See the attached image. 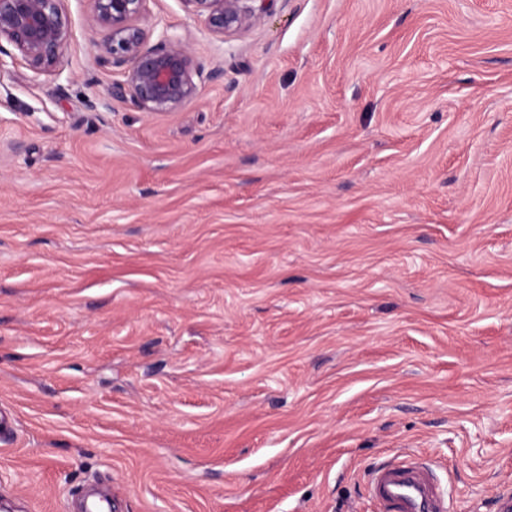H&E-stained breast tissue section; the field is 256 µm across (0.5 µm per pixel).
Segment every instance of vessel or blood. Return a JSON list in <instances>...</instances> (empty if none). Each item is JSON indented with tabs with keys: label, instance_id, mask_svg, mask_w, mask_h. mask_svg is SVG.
Here are the masks:
<instances>
[{
	"label": "vessel or blood",
	"instance_id": "b4317fda",
	"mask_svg": "<svg viewBox=\"0 0 512 512\" xmlns=\"http://www.w3.org/2000/svg\"><path fill=\"white\" fill-rule=\"evenodd\" d=\"M369 494L380 512H447L448 509L433 469L418 459L374 470Z\"/></svg>",
	"mask_w": 512,
	"mask_h": 512
}]
</instances>
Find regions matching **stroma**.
Masks as SVG:
<instances>
[{
    "label": "stroma",
    "mask_w": 512,
    "mask_h": 512,
    "mask_svg": "<svg viewBox=\"0 0 512 512\" xmlns=\"http://www.w3.org/2000/svg\"><path fill=\"white\" fill-rule=\"evenodd\" d=\"M0 69V503L376 512L426 456L448 512L512 486V0H273L163 114L109 99L89 0Z\"/></svg>",
    "instance_id": "35a3bbf8"
}]
</instances>
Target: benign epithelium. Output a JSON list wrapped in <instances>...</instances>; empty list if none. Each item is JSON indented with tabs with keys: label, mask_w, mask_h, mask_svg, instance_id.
<instances>
[{
	"label": "benign epithelium",
	"mask_w": 512,
	"mask_h": 512,
	"mask_svg": "<svg viewBox=\"0 0 512 512\" xmlns=\"http://www.w3.org/2000/svg\"><path fill=\"white\" fill-rule=\"evenodd\" d=\"M265 0H182L187 11L217 35H231L260 19ZM63 0H0V39L12 45L36 74L54 68L72 37ZM90 26L103 38L96 43V60L124 68V80L112 84L109 95L130 100L149 114L172 112L198 94L195 78L203 76L188 45L162 34L148 44L140 25L148 16L149 0H91Z\"/></svg>",
	"instance_id": "7a95c632"
}]
</instances>
